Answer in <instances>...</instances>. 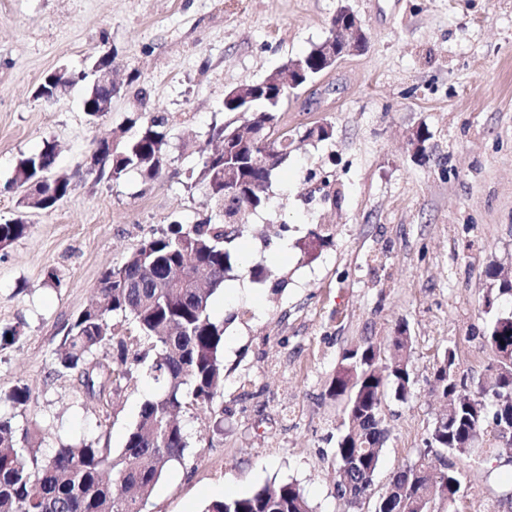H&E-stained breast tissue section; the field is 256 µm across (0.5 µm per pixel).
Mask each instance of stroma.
Here are the masks:
<instances>
[{
	"label": "stroma",
	"instance_id": "obj_1",
	"mask_svg": "<svg viewBox=\"0 0 512 512\" xmlns=\"http://www.w3.org/2000/svg\"><path fill=\"white\" fill-rule=\"evenodd\" d=\"M364 24L367 45L319 82L323 110L293 100L280 126L302 134L331 124L272 176L268 204L231 253L238 299L216 292L224 327V389L213 408L188 409V451L158 481L145 512H200L225 491L245 495L296 483L315 512H343L334 448L344 402L327 388L346 350L388 347L397 325L413 338L407 400L386 391L390 431L374 493L415 462L443 404L434 370L454 349L459 373L481 377L484 338L512 301L483 296L512 279V0H0V223L18 216L12 184L20 159L44 141L59 149L55 174L83 172L95 139L123 143L134 120L169 117V164L157 180L85 177L49 213L30 212L25 236L0 250V414L23 427L40 455L59 444L124 447L156 387L132 367L94 398L80 376L55 372L71 322L92 300L105 267L140 242L203 211L188 174L215 146L220 105L329 35L340 7ZM113 53L112 110L90 122L84 84L36 97L51 71L87 69ZM430 134L414 155L417 130ZM287 225L286 259L270 255L268 225ZM331 238L319 246L314 233ZM249 263H240L243 252ZM264 270L262 278L252 268ZM27 386L26 405L7 401ZM456 512H512V464L491 450L456 461Z\"/></svg>",
	"mask_w": 512,
	"mask_h": 512
}]
</instances>
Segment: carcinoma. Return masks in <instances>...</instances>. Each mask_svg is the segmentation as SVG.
I'll return each instance as SVG.
<instances>
[{"instance_id":"1","label":"carcinoma","mask_w":512,"mask_h":512,"mask_svg":"<svg viewBox=\"0 0 512 512\" xmlns=\"http://www.w3.org/2000/svg\"><path fill=\"white\" fill-rule=\"evenodd\" d=\"M87 78L66 68L54 77L55 96ZM111 91L92 82L83 98V110L94 122L101 113L93 106ZM290 93L256 95L244 122L264 129L267 138L237 143L232 152L219 150L205 156L193 184L202 187L206 214L194 224L173 223L145 239L119 266L106 268L97 287V300L68 325L55 358L56 369L80 373L84 394L91 398L103 389L108 376L97 353L117 346L119 361L127 363L125 341L111 324V317L129 318L155 352L147 376L160 388L157 397L145 401L118 453L108 447L63 444L48 458L29 445V431L13 417L0 415V512H144L155 485L174 462L184 459L188 447L180 413L189 406L210 408L224 388L221 350L224 327L214 322L210 303L232 271L228 245L244 236L250 214L267 204L266 183L274 170L295 152L281 147L278 113ZM169 117L149 114L138 133L113 152L102 143V167L96 176L118 180L130 171L147 180L156 179L165 165ZM56 145L50 141L22 159L15 168L14 183L38 184L39 199L25 195L24 210L49 212L67 197L72 178L42 180L43 169H54ZM237 171L238 193L224 192V166ZM29 224L20 215L0 224V249L23 237ZM399 351L396 367L388 377L399 400H405L413 384L409 351L413 337L398 327L391 338ZM485 342L493 353L486 375L478 382L454 379L452 372L434 376L432 390L447 400L452 413L432 425L426 451L398 471L389 491L378 496L374 512H435L436 505L453 506L460 491L459 473L452 462L437 470L426 463L429 451H446L456 457L469 455L468 442L484 434L490 422L512 421V312L496 318ZM380 347L367 343L343 354V363L331 379L328 395L345 401L346 426L337 441L336 465L341 479L336 498L352 509L368 498L380 453L388 438L381 416L384 380L379 373ZM203 512H313L301 489L292 482L267 486L246 495L226 496L207 504Z\"/></svg>"}]
</instances>
